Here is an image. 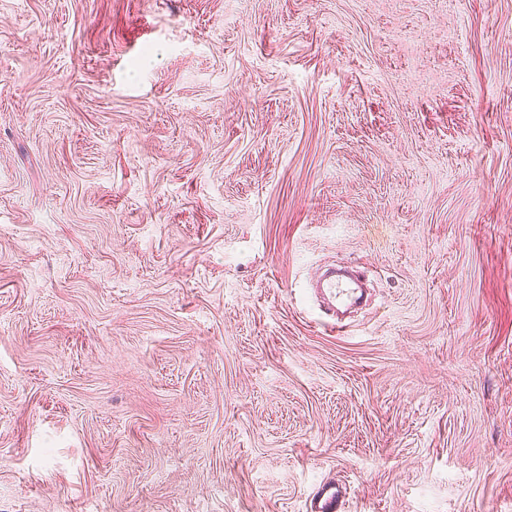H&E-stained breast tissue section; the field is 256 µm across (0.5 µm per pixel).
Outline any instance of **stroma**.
<instances>
[{
  "label": "stroma",
  "mask_w": 512,
  "mask_h": 512,
  "mask_svg": "<svg viewBox=\"0 0 512 512\" xmlns=\"http://www.w3.org/2000/svg\"><path fill=\"white\" fill-rule=\"evenodd\" d=\"M326 478L512 512V0H0V512ZM321 288L334 307L336 304H352L358 296V288L353 282L331 274L325 277Z\"/></svg>",
  "instance_id": "35a3bbf8"
}]
</instances>
